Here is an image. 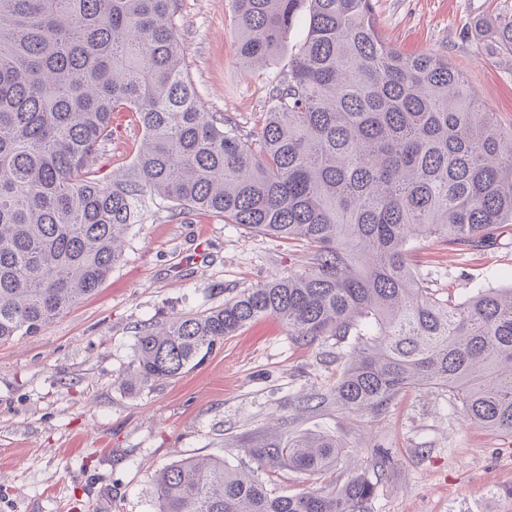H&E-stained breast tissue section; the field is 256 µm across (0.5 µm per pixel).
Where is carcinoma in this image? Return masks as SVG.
<instances>
[{
  "label": "carcinoma",
  "instance_id": "1",
  "mask_svg": "<svg viewBox=\"0 0 512 512\" xmlns=\"http://www.w3.org/2000/svg\"><path fill=\"white\" fill-rule=\"evenodd\" d=\"M302 0H233L238 53L271 60ZM306 35L251 142L204 111L186 77L177 0H0V343L34 336L95 293L146 201L207 211L306 249L308 268L203 314L149 323L135 383L173 380L224 338L274 317L297 343L368 338L343 354L332 399L379 412L440 388L465 420L512 434V288L448 305L426 293L410 244L468 250L512 226V130L448 59L405 55L372 0H307ZM512 52V21L488 24ZM143 131L133 164L97 178L112 116ZM334 436L264 438L257 469L189 460L155 477L157 512H369L375 484L277 495L258 472L326 471Z\"/></svg>",
  "mask_w": 512,
  "mask_h": 512
}]
</instances>
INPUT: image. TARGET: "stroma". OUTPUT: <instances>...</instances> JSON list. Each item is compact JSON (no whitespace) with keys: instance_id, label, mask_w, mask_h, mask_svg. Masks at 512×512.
Listing matches in <instances>:
<instances>
[{"instance_id":"1","label":"stroma","mask_w":512,"mask_h":512,"mask_svg":"<svg viewBox=\"0 0 512 512\" xmlns=\"http://www.w3.org/2000/svg\"><path fill=\"white\" fill-rule=\"evenodd\" d=\"M372 5L389 43L448 58L501 127L512 128V52L478 31L511 21L512 0ZM177 24L202 109L257 139L269 91L287 75L304 26L289 32L270 62L248 69L237 52L232 0H178ZM142 137L129 113H115L101 177L125 171ZM414 261L429 293L452 304L481 288H511L512 230L483 251L421 239ZM307 262L296 244L148 203L126 236L123 261L94 294L37 335L0 344V512H157L154 477L164 467L211 458L252 468L246 441L284 432L332 435L344 451L316 476L262 472L273 493L334 491L365 474L376 485L370 512H512V498L501 493L512 486V436L465 422L447 391L413 388L377 413L332 401L300 407L301 397L336 387L346 345L332 337L302 345L264 318L179 378L126 386L141 325L211 311Z\"/></svg>"}]
</instances>
